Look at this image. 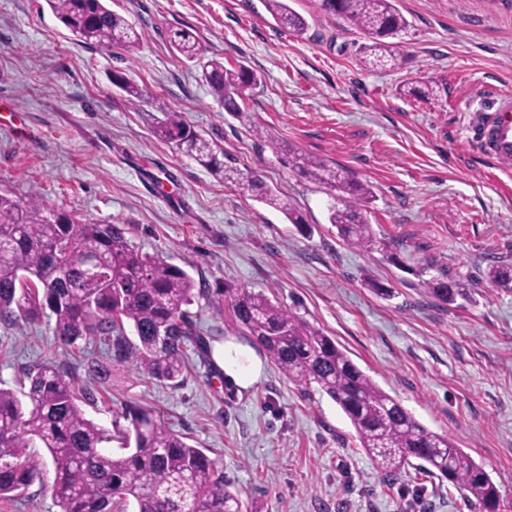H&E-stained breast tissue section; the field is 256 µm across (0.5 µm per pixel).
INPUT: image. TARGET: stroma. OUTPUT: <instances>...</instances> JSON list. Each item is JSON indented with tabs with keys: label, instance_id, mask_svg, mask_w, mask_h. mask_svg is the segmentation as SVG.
I'll return each mask as SVG.
<instances>
[{
	"label": "stroma",
	"instance_id": "obj_1",
	"mask_svg": "<svg viewBox=\"0 0 512 512\" xmlns=\"http://www.w3.org/2000/svg\"><path fill=\"white\" fill-rule=\"evenodd\" d=\"M139 33L127 52L84 42L46 0H0V192L95 224H122L132 246L187 270L204 286L246 288L280 302L333 338L422 424L447 433L482 464L512 512V288L490 264L512 261V162L484 160L471 112L512 93V0H397L408 27L393 38L396 66L363 61L368 42L317 0H289L303 34L278 27L263 0H109ZM189 27L203 53L259 78L242 111L225 112L192 63L167 41ZM120 70L142 90L113 86ZM444 85L435 99L416 96ZM180 113L261 178L302 217L242 195L154 130ZM324 160L371 186L369 221L397 242L383 259L339 237L325 189L288 165ZM445 269L467 292L431 297L422 268ZM390 286L384 299L367 288ZM197 325L216 331L214 368L190 356L171 387L117 367L90 381L58 347L54 322L0 324V384L50 362L90 386L86 416L103 428L125 405L158 412L224 467L251 512H478L448 480L415 467L383 482L342 410L288 381L237 330L231 309L197 298ZM249 379L224 372L225 352ZM53 469L0 512H59Z\"/></svg>",
	"mask_w": 512,
	"mask_h": 512
}]
</instances>
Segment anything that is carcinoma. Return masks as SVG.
<instances>
[{
	"mask_svg": "<svg viewBox=\"0 0 512 512\" xmlns=\"http://www.w3.org/2000/svg\"><path fill=\"white\" fill-rule=\"evenodd\" d=\"M74 35L86 41L137 49L138 32L107 5V0H47ZM276 24L297 34L307 25L288 0H265ZM319 8L364 32V62H396L385 39L408 23L394 0H319ZM170 46L201 68V79L224 111L239 113V100L257 85L241 66L204 59L197 35L188 28L170 34ZM112 84L135 98L137 85L122 71ZM178 150L240 192L280 211L292 224H304L288 205L256 176L224 164L213 147L176 112L155 130ZM292 165L311 181L333 191L328 221L338 235L367 252L394 258L397 243L378 236L365 204L373 191L324 161L294 158ZM30 200L0 193V323L34 325L49 314L54 336L72 351L100 343L112 361L159 382L178 387L188 347L212 368L209 336L192 320L188 307L210 295L183 268L136 250L123 224L80 223L67 214ZM426 291L445 304L460 295L459 283L442 273L424 281ZM215 303L229 301L233 315L252 345L303 391L314 389L334 401L350 420L360 447L376 469L393 480L412 460L445 478L483 512H496L500 495L485 468L448 438L419 421L362 371L332 338L291 315L261 293L246 288L217 290ZM133 335H128L127 329ZM87 373L107 382L112 369L91 360ZM28 388L0 387V497L14 498L41 478L43 459L33 450L41 442L54 467L53 496L61 512H248L228 489L224 468L202 449L166 427L154 413L129 406L123 418L134 447L121 456L102 449L112 433L86 417L81 403L94 400L52 363L26 369Z\"/></svg>",
	"mask_w": 512,
	"mask_h": 512,
	"instance_id": "cac0c4a2",
	"label": "carcinoma"
}]
</instances>
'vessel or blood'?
Here are the masks:
<instances>
[{"mask_svg":"<svg viewBox=\"0 0 512 512\" xmlns=\"http://www.w3.org/2000/svg\"><path fill=\"white\" fill-rule=\"evenodd\" d=\"M472 130L483 158L512 161V95L495 94L490 108L475 113Z\"/></svg>","mask_w":512,"mask_h":512,"instance_id":"obj_1","label":"vessel or blood"}]
</instances>
